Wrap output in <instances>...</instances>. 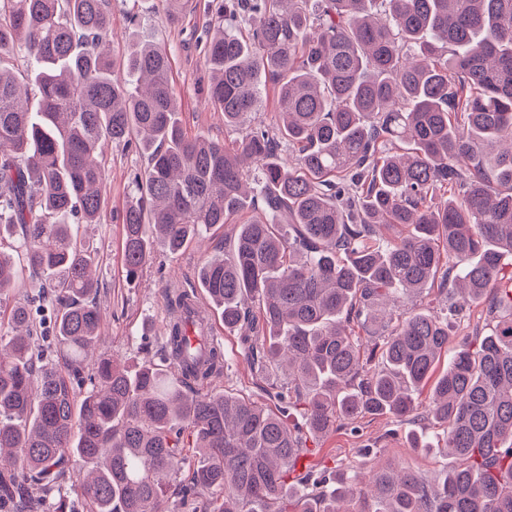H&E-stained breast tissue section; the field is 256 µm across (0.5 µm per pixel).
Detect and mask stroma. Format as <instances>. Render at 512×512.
<instances>
[{
  "instance_id": "35a3bbf8",
  "label": "stroma",
  "mask_w": 512,
  "mask_h": 512,
  "mask_svg": "<svg viewBox=\"0 0 512 512\" xmlns=\"http://www.w3.org/2000/svg\"><path fill=\"white\" fill-rule=\"evenodd\" d=\"M165 0H111L110 52L115 60L127 56L135 35H149L171 50L172 79L181 92L177 119L188 135H202L215 141L239 138L237 130L226 128L222 113L204 108L202 88L208 80L205 68V21L207 0H188L178 23L165 19ZM107 173L105 203L98 223L78 228L81 242L95 254L100 286L93 296L102 312L101 338L97 352L128 362L159 356L166 326L173 318L167 299L169 289L194 288L198 271L211 256L223 253L224 240L235 227L221 224L212 228L204 241L189 242L181 254L172 256L155 248L140 277L127 281L122 256V213L132 195L131 180L144 160L124 145H109L104 158ZM210 334L222 344L227 364L209 386L258 401L271 410L279 402L266 390L281 385L283 376L260 378L244 357L241 336L226 332L220 312H209ZM429 389L415 396L419 414L409 421L389 414H366L354 426H339L326 436L310 440L311 463L330 470H354L365 474L377 469L411 468L426 479L457 466L455 457L440 449L409 447V433L435 435L440 427L427 419L424 408Z\"/></svg>"
}]
</instances>
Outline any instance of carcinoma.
<instances>
[{
	"instance_id": "obj_1",
	"label": "carcinoma",
	"mask_w": 512,
	"mask_h": 512,
	"mask_svg": "<svg viewBox=\"0 0 512 512\" xmlns=\"http://www.w3.org/2000/svg\"><path fill=\"white\" fill-rule=\"evenodd\" d=\"M206 98L224 126L277 83L278 133L259 121L232 144L188 138L175 117L170 50L138 40L118 64L100 50L106 0H0V240L48 282L58 363L34 368L31 305L0 251V499L68 512V464L88 512H512V316L462 342L429 414L459 465L432 487L411 469L328 487L307 437L363 414L408 418L450 320L490 298L512 255V0H212ZM23 58L34 86L4 63ZM288 142L282 161L280 141ZM146 165L123 217L135 278L152 244L178 254L250 201L262 216L199 270L250 365L288 369L283 410L194 386L224 370L194 293H180L158 362L85 354L102 315L95 258L71 219L100 218L108 143ZM399 144L404 152L392 150ZM404 227L385 240L378 227ZM441 279L444 307H407ZM371 347L362 349L358 331Z\"/></svg>"
}]
</instances>
